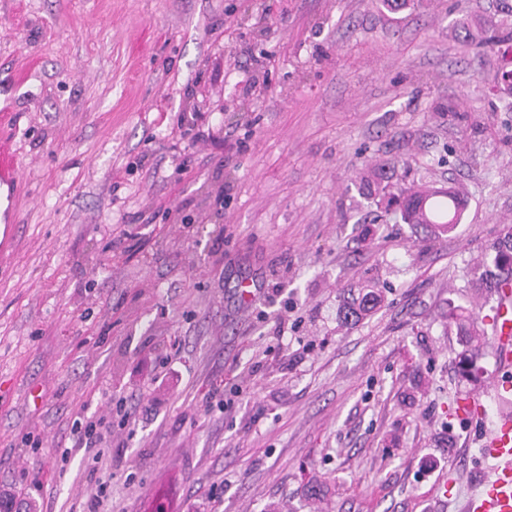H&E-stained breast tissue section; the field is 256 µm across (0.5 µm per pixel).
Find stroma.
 Wrapping results in <instances>:
<instances>
[{"mask_svg":"<svg viewBox=\"0 0 512 512\" xmlns=\"http://www.w3.org/2000/svg\"><path fill=\"white\" fill-rule=\"evenodd\" d=\"M489 38L512 41V0H0L23 160L0 488L36 512H461L486 425L452 412L495 365L482 342L461 377L458 318L484 324L473 267L512 228ZM384 173L462 189L455 231L386 213Z\"/></svg>","mask_w":512,"mask_h":512,"instance_id":"obj_1","label":"stroma"}]
</instances>
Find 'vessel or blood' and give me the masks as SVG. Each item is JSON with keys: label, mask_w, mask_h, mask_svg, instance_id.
I'll use <instances>...</instances> for the list:
<instances>
[{"label": "vessel or blood", "mask_w": 512, "mask_h": 512, "mask_svg": "<svg viewBox=\"0 0 512 512\" xmlns=\"http://www.w3.org/2000/svg\"><path fill=\"white\" fill-rule=\"evenodd\" d=\"M20 176L19 159L9 139L1 136L0 182L11 185ZM496 295L492 353L498 368L497 389L461 399L458 413L464 417H484L488 399L499 400L512 391V285L497 288ZM479 464L481 475L463 505V512H512V409L499 408L481 439Z\"/></svg>", "instance_id": "obj_1"}]
</instances>
